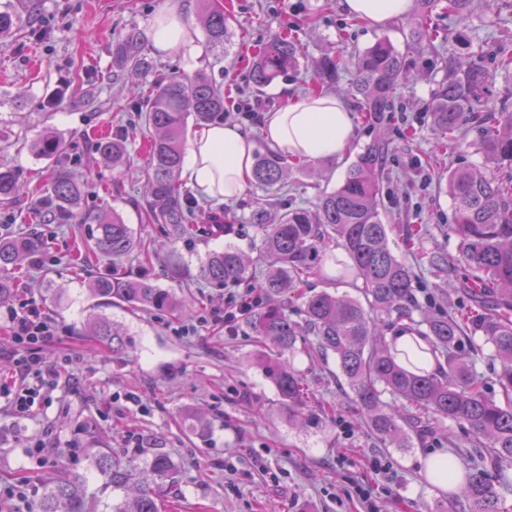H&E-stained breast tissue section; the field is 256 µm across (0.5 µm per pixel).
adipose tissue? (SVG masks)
Returning <instances> with one entry per match:
<instances>
[{"instance_id": "obj_1", "label": "adipose tissue", "mask_w": 512, "mask_h": 512, "mask_svg": "<svg viewBox=\"0 0 512 512\" xmlns=\"http://www.w3.org/2000/svg\"><path fill=\"white\" fill-rule=\"evenodd\" d=\"M344 12L377 28L406 15L412 0H340ZM152 48L162 54L191 46L193 33L180 5L158 14L148 32ZM266 141L281 153L304 159L344 157L354 136L355 114L342 97L324 93L290 98L263 117ZM255 145L251 132L238 124H213L197 131L183 167L188 186L210 199L230 202L245 190Z\"/></svg>"}]
</instances>
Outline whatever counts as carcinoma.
Here are the masks:
<instances>
[{
	"label": "carcinoma",
	"instance_id": "1",
	"mask_svg": "<svg viewBox=\"0 0 512 512\" xmlns=\"http://www.w3.org/2000/svg\"><path fill=\"white\" fill-rule=\"evenodd\" d=\"M200 22L208 45H225L228 28L224 8L215 0H202ZM420 11L411 25L414 48L437 58L443 77L437 81L427 109L436 136V149L453 152L464 145L462 130L466 114L485 106L492 74L487 63L512 71V55L493 54L472 43L465 31L448 37L468 50V60L447 54L437 44L430 14L438 0H420ZM475 0H447L448 14L464 21ZM15 12L0 11V37L19 25ZM300 49L286 33H273L252 58L250 80L260 91L281 74L299 66ZM152 62L143 52L139 34L131 30L112 49V78L128 72L147 75ZM352 77L340 84L346 63L326 55L316 64V87L335 90L353 98L367 118L377 123L393 111L397 88L416 79L406 57L386 39L354 55ZM134 126L150 132L147 193L143 214L150 224H165L178 237H205L220 241L237 232V225L252 226L260 241L266 271L248 305L241 309L244 324L251 330L255 360L264 377L275 387L288 422L312 423L316 414L309 407V389L304 378L287 365L283 356L302 348L336 358V379L353 394V400L370 434L383 446L411 448L413 440L430 434L447 422L465 426L475 439L488 441L491 462L512 468V176L499 172L512 168V112L487 118L477 143L483 168L450 170L447 191L454 204L460 263L468 271L461 288L471 305L454 311L429 312L417 297L424 288L416 267L439 279L448 278V258L440 252L413 253L421 227L409 225L403 233L405 254L390 247V225L383 222L378 196L385 174L386 146L373 144L357 153L344 181L332 191L322 192L309 210L303 207L282 211L274 193L288 177V160L277 151L259 155L249 184L269 192V198L251 207L247 218L223 207L201 204L182 191L181 170L186 150L188 123L195 126L224 121L231 100L224 87L207 73L168 74L157 78L148 92L130 88ZM95 152L112 168L121 167L127 153L123 137L92 140ZM41 156L60 162L68 144L45 138ZM24 186L18 173L0 165V207L19 199ZM41 217L45 224H60L73 216L85 196V183L67 167L53 171L41 190ZM340 247L347 261L336 260V282L358 283L362 298L338 296L326 290H309L323 276L328 252ZM41 235L0 234V304L15 288L11 271L26 257L42 250ZM150 262L154 249L137 239L117 211L103 215L93 247L72 256L84 268L98 258L112 261V275L92 280L89 294L98 301L123 303L136 309L186 311L187 299L159 288L144 277L131 276L119 265L131 253ZM200 275L212 285L229 288L254 277L252 262L238 248L224 244L209 250L200 261ZM297 291L302 299V321L291 319L283 297ZM420 319H415L414 314ZM407 320L413 331L428 339L437 368L428 372L425 350L402 351L406 364L382 327L391 321ZM91 335L114 350L129 348L126 333L110 321L93 317ZM480 357L499 363L495 372L499 398L485 393L476 368ZM471 472L463 475L468 512H501L498 497L485 478L484 459L469 456ZM88 470L101 476L104 487L129 489L130 494L99 510L100 497L87 485V476L61 471L48 478L34 504V512H167L172 464L158 452L145 464L109 448L91 455Z\"/></svg>",
	"mask_w": 512,
	"mask_h": 512
}]
</instances>
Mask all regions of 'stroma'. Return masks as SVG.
<instances>
[{"label": "stroma", "instance_id": "obj_1", "mask_svg": "<svg viewBox=\"0 0 512 512\" xmlns=\"http://www.w3.org/2000/svg\"><path fill=\"white\" fill-rule=\"evenodd\" d=\"M171 0H0L21 18L15 34L0 40V162L19 171L26 192L0 210V227L26 233L39 219L36 190L46 184L55 163L38 155L33 144L53 135L66 140L71 170L88 183V194L66 224H41L45 247L25 259L18 271V295L34 298L50 323L55 340L43 359L60 374L48 406L28 420L16 419L0 399V512H28L24 492L41 490L61 470L86 472L93 449L109 448L145 462L158 452L172 462L174 512H365L351 496L353 486L372 491L376 512H467L465 495L443 492L425 475V460L468 443L457 425L436 429L414 448H382L356 423L349 391L336 384L334 356L296 352L288 361L306 380L312 406L333 405L335 420L289 424L275 388L253 363L244 325L212 321L223 308L227 290L200 277L172 285L167 265L178 260L197 269L209 250L199 239H177L140 214L147 155L132 113L117 111L128 100V82L115 83L112 47L129 29L147 35L150 22ZM185 19L194 33L191 47L167 55L148 51L156 73L206 71L217 83L243 90L245 101H258L255 113H233L228 121L252 131L256 153L269 144L263 115L312 87L314 65L322 56L351 58L355 52L388 38L406 52L418 78L399 90L390 121L377 128L358 123L350 152L343 158H319L292 169L281 207H309L325 190L344 180L357 152L376 139L391 148L382 182L380 211L395 232L409 224L428 228L423 246L457 258L451 230L453 204L442 185L452 168L480 164L474 144L475 122L465 126L467 145L432 163L435 138L426 107L442 77L431 56L409 51L411 16L380 28L349 18L340 0H221L231 38L225 49H210L198 19L199 0H184ZM432 22L440 35L465 28L473 44L512 54V0L478 5L466 21L435 8ZM287 29L302 52L298 71L279 77L263 93H249L250 48L268 33ZM93 90L96 105L75 97L76 84ZM106 130L127 133L128 156L121 193H113L114 172L92 153L87 134ZM119 212L135 237L159 248L150 263L128 256L122 271L174 287L190 302L187 314L139 311L125 305H93L89 279L111 273L108 260L74 271L69 256L92 244L97 216ZM102 315L129 335L131 351H115L84 326L89 315ZM52 445L45 462L28 458L30 439Z\"/></svg>", "mask_w": 512, "mask_h": 512}]
</instances>
